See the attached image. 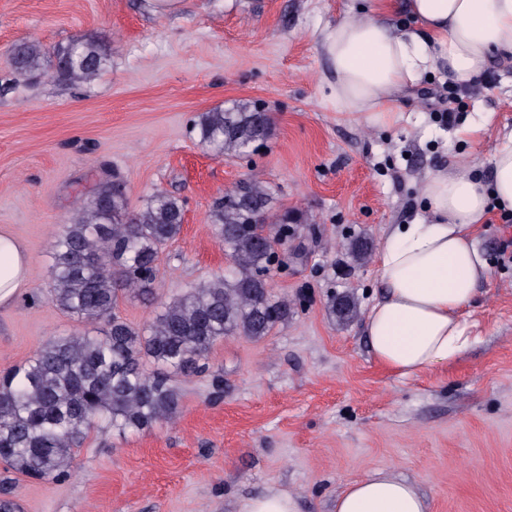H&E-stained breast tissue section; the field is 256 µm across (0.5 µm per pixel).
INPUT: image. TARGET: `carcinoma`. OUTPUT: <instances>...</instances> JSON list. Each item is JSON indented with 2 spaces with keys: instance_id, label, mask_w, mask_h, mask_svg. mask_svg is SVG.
<instances>
[{
  "instance_id": "carcinoma-1",
  "label": "carcinoma",
  "mask_w": 512,
  "mask_h": 512,
  "mask_svg": "<svg viewBox=\"0 0 512 512\" xmlns=\"http://www.w3.org/2000/svg\"><path fill=\"white\" fill-rule=\"evenodd\" d=\"M112 44L75 36L46 57L34 41L15 45L12 67L43 83L94 81ZM273 121L246 102L214 109L198 123L200 142L214 156H247L270 138ZM184 204L163 190L131 211L126 194L104 181L78 205L55 236L51 302L100 329L55 336L22 365L0 374V460L16 473L65 481L72 450L99 424L119 436L173 421L180 412L176 376L208 370L207 356L227 336L262 339L288 320V302L274 298L266 274L277 250L288 249L301 219L272 207L271 187L250 181L212 208L213 229L232 266L186 291L147 324L114 313L119 294L154 296L161 248L180 232Z\"/></svg>"
}]
</instances>
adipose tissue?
Instances as JSON below:
<instances>
[{
	"label": "adipose tissue",
	"mask_w": 512,
	"mask_h": 512,
	"mask_svg": "<svg viewBox=\"0 0 512 512\" xmlns=\"http://www.w3.org/2000/svg\"><path fill=\"white\" fill-rule=\"evenodd\" d=\"M395 0L347 11L323 37L336 80L337 112L371 128L398 129L408 118L395 101L422 75L447 66L460 83L481 76L492 56L512 58V0H407L412 26H394ZM489 178L473 167L428 173L425 220L396 225L377 257L381 294L364 321L374 361L410 378L449 361L476 340L466 309L489 275L477 242L489 206L512 211V132L488 160ZM30 255L0 232V307L26 283ZM333 512H431L416 485L376 469L347 483Z\"/></svg>",
	"instance_id": "ef3b65f1"
}]
</instances>
